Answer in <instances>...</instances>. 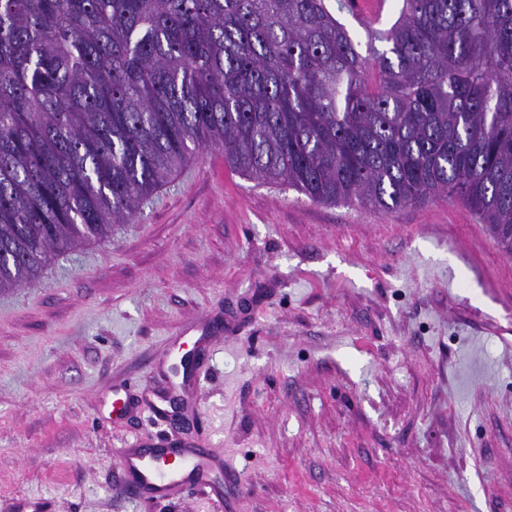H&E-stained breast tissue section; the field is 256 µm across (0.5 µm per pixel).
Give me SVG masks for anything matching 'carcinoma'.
Here are the masks:
<instances>
[{
  "instance_id": "1",
  "label": "carcinoma",
  "mask_w": 512,
  "mask_h": 512,
  "mask_svg": "<svg viewBox=\"0 0 512 512\" xmlns=\"http://www.w3.org/2000/svg\"><path fill=\"white\" fill-rule=\"evenodd\" d=\"M0 0V292L112 233L201 145L310 200H462L512 256V0ZM388 2V8L381 21V13L384 8L383 0H365V9L363 18L372 20L377 23V28L389 27L398 16L399 9L401 8L402 2L400 0H386Z\"/></svg>"
}]
</instances>
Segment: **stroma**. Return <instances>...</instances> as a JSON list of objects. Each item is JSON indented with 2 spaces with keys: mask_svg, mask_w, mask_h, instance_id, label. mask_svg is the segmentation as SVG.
Wrapping results in <instances>:
<instances>
[{
  "mask_svg": "<svg viewBox=\"0 0 512 512\" xmlns=\"http://www.w3.org/2000/svg\"><path fill=\"white\" fill-rule=\"evenodd\" d=\"M202 317L197 412L115 425L102 394ZM169 436L223 456L231 512H512V258L462 201L316 203L196 149L0 292V508L212 512L121 493V449Z\"/></svg>",
  "mask_w": 512,
  "mask_h": 512,
  "instance_id": "stroma-1",
  "label": "stroma"
}]
</instances>
